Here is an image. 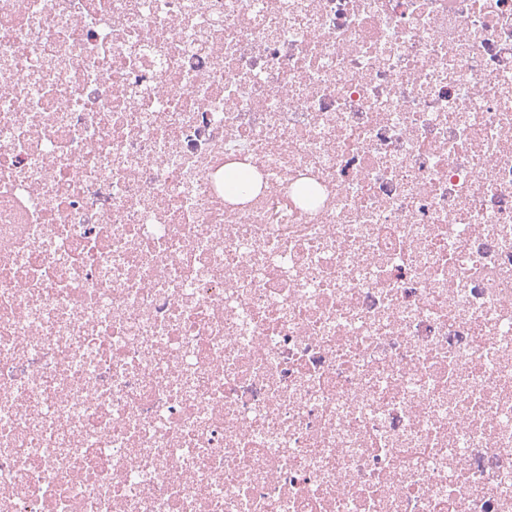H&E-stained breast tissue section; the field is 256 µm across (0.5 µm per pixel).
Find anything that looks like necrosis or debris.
I'll use <instances>...</instances> for the list:
<instances>
[{
    "instance_id": "1",
    "label": "necrosis or debris",
    "mask_w": 512,
    "mask_h": 512,
    "mask_svg": "<svg viewBox=\"0 0 512 512\" xmlns=\"http://www.w3.org/2000/svg\"><path fill=\"white\" fill-rule=\"evenodd\" d=\"M0 512H512V0H0Z\"/></svg>"
}]
</instances>
